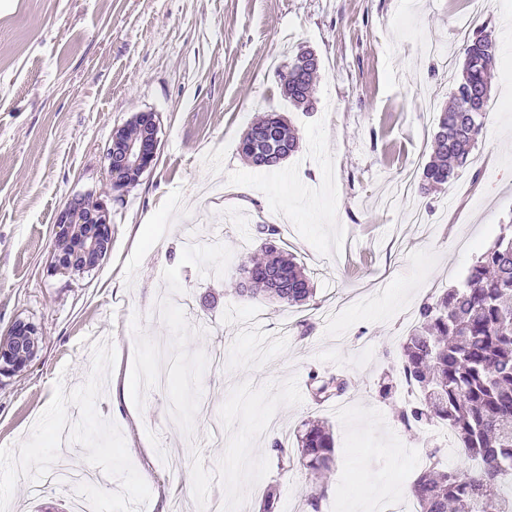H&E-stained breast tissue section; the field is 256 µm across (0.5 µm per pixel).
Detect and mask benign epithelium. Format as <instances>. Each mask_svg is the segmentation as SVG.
<instances>
[{
	"mask_svg": "<svg viewBox=\"0 0 512 512\" xmlns=\"http://www.w3.org/2000/svg\"><path fill=\"white\" fill-rule=\"evenodd\" d=\"M138 126L133 139L124 137L126 126L113 131L107 150L108 177L112 189L136 184L156 159L159 121L152 112H140L131 118ZM112 244V225L102 202H73L58 217L53 239L51 271L84 273L95 269ZM40 339L38 326L30 321H15L3 337L11 349L0 354V375L12 377L26 369L36 356Z\"/></svg>",
	"mask_w": 512,
	"mask_h": 512,
	"instance_id": "1",
	"label": "benign epithelium"
}]
</instances>
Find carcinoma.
<instances>
[{"mask_svg": "<svg viewBox=\"0 0 512 512\" xmlns=\"http://www.w3.org/2000/svg\"><path fill=\"white\" fill-rule=\"evenodd\" d=\"M463 63L453 98L439 112L433 152L422 171V189L431 191L454 180L465 167L480 136L491 100L490 73L495 41L483 30L464 40ZM317 71L288 67L283 96L295 108L314 109L312 86ZM272 112L251 127L271 128L259 140L241 138L238 153L251 164L265 158L273 171L299 150V137L282 118L269 123ZM279 228L262 233L263 257L238 264L236 293L259 295L285 305H305L314 297L305 269L280 246ZM398 376L381 386L387 396L401 388L415 393L399 407L405 426H447L457 453L472 462L462 471L445 467L439 450L411 483L419 512H512V230L503 232L475 262L460 288H450L420 305L416 325L397 348ZM312 398L325 402L347 388L344 378L311 375ZM306 467L317 476L331 472L334 437L323 421H313L296 435Z\"/></svg>", "mask_w": 512, "mask_h": 512, "instance_id": "obj_1", "label": "carcinoma"}]
</instances>
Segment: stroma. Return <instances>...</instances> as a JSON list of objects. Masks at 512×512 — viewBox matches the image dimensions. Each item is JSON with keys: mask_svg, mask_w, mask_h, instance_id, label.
Wrapping results in <instances>:
<instances>
[{"mask_svg": "<svg viewBox=\"0 0 512 512\" xmlns=\"http://www.w3.org/2000/svg\"><path fill=\"white\" fill-rule=\"evenodd\" d=\"M496 42L491 98L512 97V0H0V334L18 319L42 336L25 373L0 378V446L27 438L56 382L83 385L92 348L117 352L97 410L121 430L151 499L139 512H312L316 484L278 467L308 420L327 422L335 466L321 512H417L408 489L440 447L438 427L406 429L404 393L378 394L393 351L431 295L462 285L512 224V110L488 115L468 166L421 193L436 119L452 95L463 31ZM320 72L316 109L283 98L299 49ZM282 113L300 149L279 171L238 143ZM160 120L156 162L113 191V131ZM103 200L112 247L84 275L50 270L59 213ZM274 224L313 279L305 306L238 296L226 272ZM164 388L112 386L155 370ZM346 391L317 405L312 375ZM73 490L20 480L9 512H71Z\"/></svg>", "mask_w": 512, "mask_h": 512, "instance_id": "stroma-1", "label": "stroma"}]
</instances>
